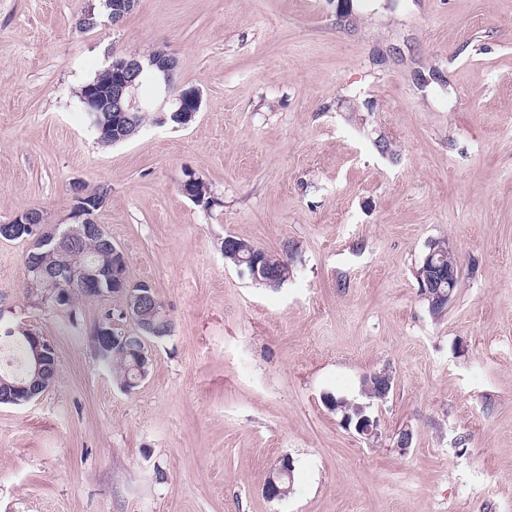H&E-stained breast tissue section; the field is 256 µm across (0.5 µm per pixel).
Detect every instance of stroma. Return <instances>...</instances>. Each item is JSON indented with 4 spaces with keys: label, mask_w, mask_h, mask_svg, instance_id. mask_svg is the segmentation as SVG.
I'll list each match as a JSON object with an SVG mask.
<instances>
[{
    "label": "stroma",
    "mask_w": 512,
    "mask_h": 512,
    "mask_svg": "<svg viewBox=\"0 0 512 512\" xmlns=\"http://www.w3.org/2000/svg\"><path fill=\"white\" fill-rule=\"evenodd\" d=\"M100 5L0 0V223L69 224L72 182L108 187L97 219L174 333L124 390L91 342L132 331L122 298L61 310L0 241V326L57 356L50 390L0 405V512H512V0H136L79 29ZM156 50L200 111L100 144L81 87ZM230 235L287 280L240 275ZM435 241L460 262L438 314L415 276ZM384 369L369 441L324 396ZM293 462L289 458H282L277 468H274L269 474L267 481L263 487V493L267 495H280L283 497L285 489H281L278 482L282 481L285 477L290 479L292 474ZM288 479H285L280 485L282 488H288ZM287 484V485H286Z\"/></svg>",
    "instance_id": "obj_1"
}]
</instances>
